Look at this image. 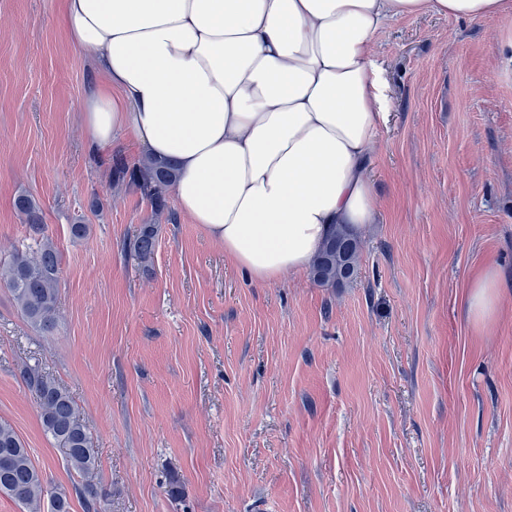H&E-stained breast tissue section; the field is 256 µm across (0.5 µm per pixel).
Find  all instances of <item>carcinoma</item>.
Returning <instances> with one entry per match:
<instances>
[{"instance_id": "1", "label": "carcinoma", "mask_w": 512, "mask_h": 512, "mask_svg": "<svg viewBox=\"0 0 512 512\" xmlns=\"http://www.w3.org/2000/svg\"><path fill=\"white\" fill-rule=\"evenodd\" d=\"M175 178L174 167L167 163L142 159L131 167L118 157L112 162L111 179L134 186L157 212L165 210L166 192ZM15 208L32 244L14 250L10 260L0 264V284L8 288L17 308L34 326L51 333L56 328L59 294L58 250L36 199L21 194ZM157 242L158 225L144 224L129 249L145 263L152 259ZM359 255V239L341 227L313 259V278L321 284H341L354 275ZM20 376L38 403L44 434L61 450L67 467L84 480L76 492L83 497L86 512H97L98 491L93 479L99 470L98 452L88 425L77 415L72 396L37 364L25 366ZM0 495L15 500L22 512L71 510L69 493L47 485L29 450L5 420H0Z\"/></svg>"}]
</instances>
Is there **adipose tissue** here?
I'll list each match as a JSON object with an SVG mask.
<instances>
[{
	"label": "adipose tissue",
	"instance_id": "ef3b65f1",
	"mask_svg": "<svg viewBox=\"0 0 512 512\" xmlns=\"http://www.w3.org/2000/svg\"><path fill=\"white\" fill-rule=\"evenodd\" d=\"M425 9L476 20L512 0H61L60 21L96 75L81 103L91 147L127 136L174 163L180 210L269 282L305 272L335 227L373 222L372 40ZM501 298L488 267L469 321L494 322Z\"/></svg>",
	"mask_w": 512,
	"mask_h": 512
}]
</instances>
